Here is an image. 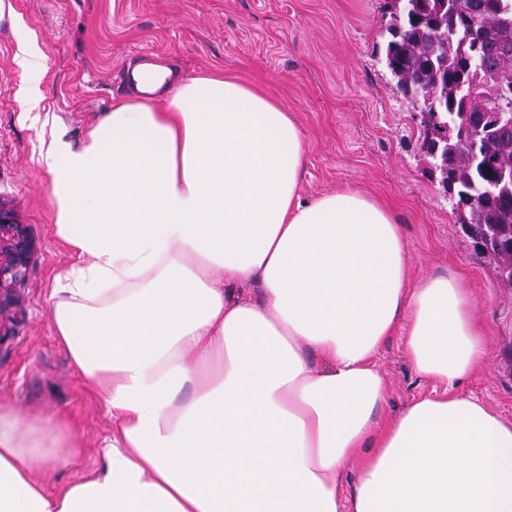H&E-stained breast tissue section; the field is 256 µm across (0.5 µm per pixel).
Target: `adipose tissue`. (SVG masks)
Listing matches in <instances>:
<instances>
[{"mask_svg":"<svg viewBox=\"0 0 512 512\" xmlns=\"http://www.w3.org/2000/svg\"><path fill=\"white\" fill-rule=\"evenodd\" d=\"M305 160L290 113L225 75L42 155L77 257L53 333L112 430L104 469L51 494L78 435L0 404V512H512V420L461 390L486 358L471 295L411 283L372 199L302 200ZM397 333L432 391L385 417Z\"/></svg>","mask_w":512,"mask_h":512,"instance_id":"adipose-tissue-1","label":"adipose tissue"}]
</instances>
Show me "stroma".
<instances>
[{"label":"stroma","mask_w":512,"mask_h":512,"mask_svg":"<svg viewBox=\"0 0 512 512\" xmlns=\"http://www.w3.org/2000/svg\"><path fill=\"white\" fill-rule=\"evenodd\" d=\"M393 9V0H0V201L35 243L0 340V402L59 416L79 434L77 458L54 467L48 491L103 468L111 418L51 329L55 279L75 257L54 232L52 177L39 159L54 141L84 142L125 97L123 70L145 50L186 79L223 72L269 90L305 134L303 198L343 188L375 198L401 226L413 278L445 274L469 289L488 354L462 389L512 418V288L458 222L419 111L387 65ZM31 37L48 66L33 112L19 66ZM377 364L390 386L383 415L429 393L400 337Z\"/></svg>","instance_id":"obj_1"}]
</instances>
